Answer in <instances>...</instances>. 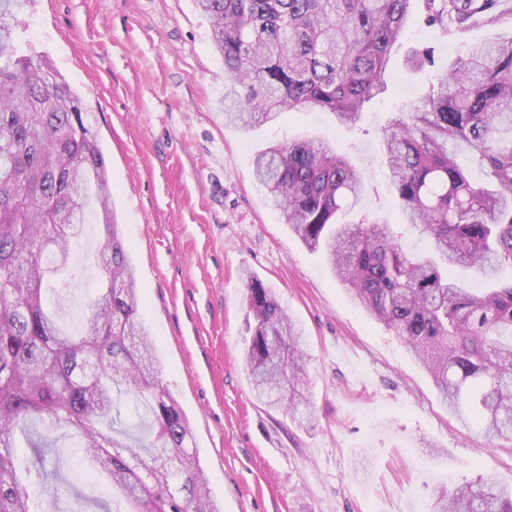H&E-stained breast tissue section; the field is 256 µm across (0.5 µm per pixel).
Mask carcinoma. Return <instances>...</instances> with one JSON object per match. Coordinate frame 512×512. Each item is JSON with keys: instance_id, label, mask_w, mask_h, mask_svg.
<instances>
[{"instance_id": "1", "label": "carcinoma", "mask_w": 512, "mask_h": 512, "mask_svg": "<svg viewBox=\"0 0 512 512\" xmlns=\"http://www.w3.org/2000/svg\"><path fill=\"white\" fill-rule=\"evenodd\" d=\"M414 0H197L224 59V121L250 130L318 108L351 130L384 90L391 53ZM427 26L497 23L488 0H425ZM0 0V512H34L29 489L60 479L40 442L19 478L15 433L40 420L64 427L100 465L125 512H220L193 453L181 406L161 379L138 318L135 273L116 224L103 147L81 97L48 60L20 51L16 14ZM483 164L477 184L456 160ZM411 252L381 219L342 223L365 193L361 172L327 140L298 137L257 152L254 174L271 206L309 249L322 250L350 299L385 324L434 380L443 404L490 445L512 443V39L475 46L436 71L420 105L388 121L379 144ZM104 241L102 281L83 332L44 306L43 286L69 271L71 241L90 215ZM465 267L482 280L455 277ZM252 324L245 362L255 397L310 422L303 332L273 289L244 278ZM123 384L152 416L149 443L114 421ZM429 512H512V487L491 475L437 493Z\"/></svg>"}]
</instances>
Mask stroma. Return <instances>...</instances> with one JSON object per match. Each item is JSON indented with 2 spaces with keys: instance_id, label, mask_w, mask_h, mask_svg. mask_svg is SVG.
<instances>
[{
  "instance_id": "stroma-1",
  "label": "stroma",
  "mask_w": 512,
  "mask_h": 512,
  "mask_svg": "<svg viewBox=\"0 0 512 512\" xmlns=\"http://www.w3.org/2000/svg\"><path fill=\"white\" fill-rule=\"evenodd\" d=\"M415 22L395 47L383 94L358 126L328 112H288L244 132L224 121V60L196 0H32L18 15L22 51L45 56L96 117L112 202L162 378L191 422L212 497L223 512H426L435 491L485 475L512 485V445L490 446L443 406L403 341L369 318L270 206L254 152L300 135L332 142L364 174L349 219L401 224L378 155L393 112L418 105L429 74L469 47L512 38V19L450 37ZM99 227L73 244L70 274L46 294L78 334L96 295ZM252 271L305 330L310 363L304 427L253 397L244 361ZM46 465L63 475L35 512H118L108 479L63 430L39 425Z\"/></svg>"
}]
</instances>
